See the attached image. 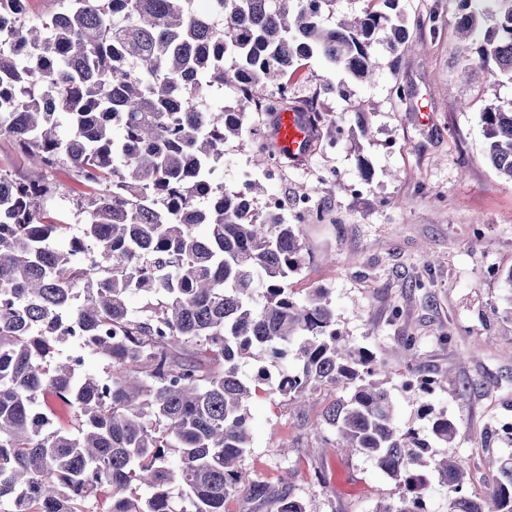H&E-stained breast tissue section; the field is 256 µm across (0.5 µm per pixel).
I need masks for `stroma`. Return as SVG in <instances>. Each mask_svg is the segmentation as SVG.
Instances as JSON below:
<instances>
[{
	"label": "stroma",
	"mask_w": 512,
	"mask_h": 512,
	"mask_svg": "<svg viewBox=\"0 0 512 512\" xmlns=\"http://www.w3.org/2000/svg\"><path fill=\"white\" fill-rule=\"evenodd\" d=\"M398 10L413 26L415 48L350 97L323 93L322 77L340 75L314 59L288 77L290 99L342 127L336 143L319 141L285 167L257 166L256 146L273 144L275 117L253 112L242 136L225 142L214 177L229 191L261 182L258 212L268 199L279 201L305 245V262L289 281L295 298L328 289L339 331L386 366L399 428L426 427L406 377L435 380L430 402L459 429L448 452L467 463L468 494L486 501L499 480L496 458L512 455L511 441H486L491 428L512 422V182L485 156L480 114L512 108V81L491 78L461 51L458 0H399ZM431 12L436 33L416 29ZM398 85L405 98H397ZM357 112L368 135L353 122ZM364 160L373 171L363 180ZM303 197L320 220H296L293 203ZM408 337L417 349L411 366L396 354ZM340 394L322 386L299 408L276 394L253 396V447L242 472L260 493L230 499L226 512H276L285 493L309 512H374L396 498V485L372 461L324 442L320 423Z\"/></svg>",
	"instance_id": "stroma-1"
}]
</instances>
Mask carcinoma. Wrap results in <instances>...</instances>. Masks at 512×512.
Masks as SVG:
<instances>
[{"instance_id": "carcinoma-1", "label": "carcinoma", "mask_w": 512, "mask_h": 512, "mask_svg": "<svg viewBox=\"0 0 512 512\" xmlns=\"http://www.w3.org/2000/svg\"><path fill=\"white\" fill-rule=\"evenodd\" d=\"M27 2L0 0V138L86 191L73 200L81 235L57 246L59 186L0 166L6 512H224L245 489L249 402L263 385L294 402L323 385L350 389L321 429L399 489L375 512H427L424 466L448 488V512H486L466 493V463L438 451L459 430L428 402L434 383L405 381L428 430L400 431L385 367L336 329L328 289L289 292L304 261L294 225L213 179L247 123L240 107L207 105L213 88L282 89L314 57L369 82L378 43L392 58L407 47L397 0L335 25L324 15L336 0H55L35 25ZM459 8L465 36L482 34L464 49L512 81V0ZM489 16L496 26L483 32ZM480 122L489 162L512 182V110L489 106ZM340 134L333 121L313 126L330 143ZM133 294L150 299L138 317ZM65 343L98 356L106 376L60 353ZM248 359L251 378L240 374ZM41 396L69 404L73 430L53 427ZM496 463L494 512H512V456Z\"/></svg>"}]
</instances>
